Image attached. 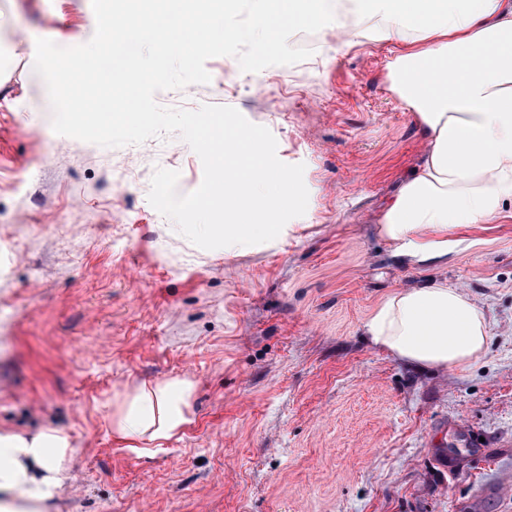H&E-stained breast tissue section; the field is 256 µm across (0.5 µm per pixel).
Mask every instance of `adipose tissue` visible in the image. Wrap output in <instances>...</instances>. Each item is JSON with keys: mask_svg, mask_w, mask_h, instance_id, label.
I'll return each instance as SVG.
<instances>
[{"mask_svg": "<svg viewBox=\"0 0 512 512\" xmlns=\"http://www.w3.org/2000/svg\"><path fill=\"white\" fill-rule=\"evenodd\" d=\"M288 15L332 22L349 36L341 0H280ZM380 23L381 40L404 51L389 64L393 88L425 138L419 167L383 210L378 232L396 256L421 265L448 252L450 232L512 219V0H354ZM368 341L422 367L478 362L486 318L470 295L433 278L395 288L365 322ZM193 381L172 377L125 393L108 416L125 447L159 448L191 423ZM70 434L0 429V512H44L70 479Z\"/></svg>", "mask_w": 512, "mask_h": 512, "instance_id": "ef3b65f1", "label": "adipose tissue"}]
</instances>
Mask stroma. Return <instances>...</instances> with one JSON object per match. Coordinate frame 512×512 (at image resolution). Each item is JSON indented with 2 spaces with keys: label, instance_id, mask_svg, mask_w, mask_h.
Segmentation results:
<instances>
[{
  "label": "stroma",
  "instance_id": "1",
  "mask_svg": "<svg viewBox=\"0 0 512 512\" xmlns=\"http://www.w3.org/2000/svg\"><path fill=\"white\" fill-rule=\"evenodd\" d=\"M95 26L91 0H0V428L70 433L73 479L48 512H512V221L452 232L419 267L379 235L424 148L392 88L398 45L297 33L306 60L230 78L215 57L210 83L157 93L234 107L305 166L307 210L276 239L205 250L148 201L156 168L182 194L202 183L178 136L103 148L52 129L35 43ZM432 277L486 316L470 368H417L363 335L388 293ZM174 376L195 383L185 430L115 442L125 389ZM452 421L489 452L451 474Z\"/></svg>",
  "mask_w": 512,
  "mask_h": 512
}]
</instances>
